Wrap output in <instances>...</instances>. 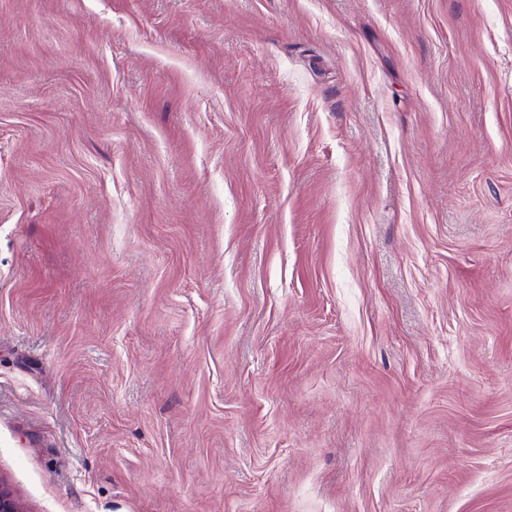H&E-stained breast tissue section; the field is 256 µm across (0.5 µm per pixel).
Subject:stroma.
<instances>
[{
  "label": "stroma",
  "mask_w": 512,
  "mask_h": 512,
  "mask_svg": "<svg viewBox=\"0 0 512 512\" xmlns=\"http://www.w3.org/2000/svg\"><path fill=\"white\" fill-rule=\"evenodd\" d=\"M0 476L512 512V0H0Z\"/></svg>",
  "instance_id": "35a3bbf8"
}]
</instances>
